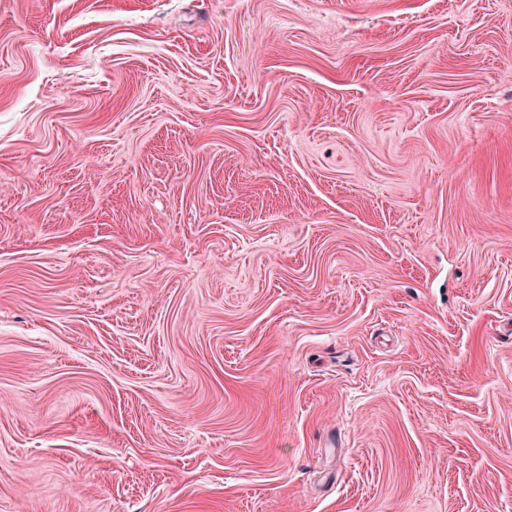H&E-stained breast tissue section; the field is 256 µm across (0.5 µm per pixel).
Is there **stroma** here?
I'll return each mask as SVG.
<instances>
[{"instance_id":"stroma-1","label":"stroma","mask_w":512,"mask_h":512,"mask_svg":"<svg viewBox=\"0 0 512 512\" xmlns=\"http://www.w3.org/2000/svg\"><path fill=\"white\" fill-rule=\"evenodd\" d=\"M0 512H512V0H0Z\"/></svg>"}]
</instances>
